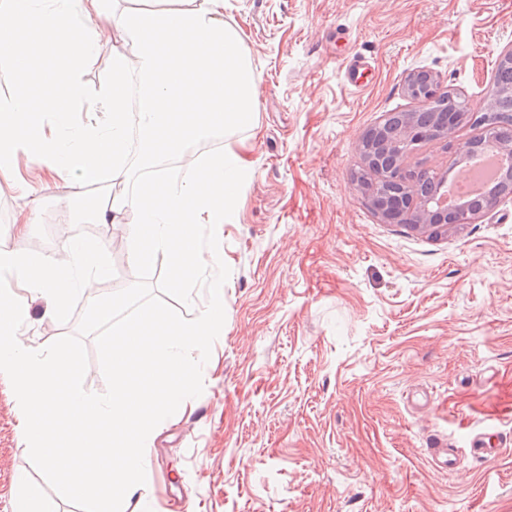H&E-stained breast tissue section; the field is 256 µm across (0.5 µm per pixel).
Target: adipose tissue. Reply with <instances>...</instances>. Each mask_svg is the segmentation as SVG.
<instances>
[{
  "label": "adipose tissue",
  "instance_id": "obj_1",
  "mask_svg": "<svg viewBox=\"0 0 512 512\" xmlns=\"http://www.w3.org/2000/svg\"><path fill=\"white\" fill-rule=\"evenodd\" d=\"M118 31L110 80L96 98L82 82L99 58V41ZM0 72L13 93L0 100V178H14L19 155L44 178L70 185L125 182L130 152L141 168L185 156L221 134L222 149L191 159L183 175L150 181L89 212L90 224L126 227L128 257L140 268L168 258L165 286L187 295L207 278L210 300L189 322L152 304L113 327L106 362L112 393L87 394L78 355L38 353L24 340L37 318L61 319L78 289L108 278L106 248L72 240L64 259L33 258L0 246V280L28 293L0 291V377L12 388L22 441L64 495L93 512H158L145 488L150 447L195 404L197 378L212 365L211 343L224 333L223 256L203 248L235 212L249 166L237 133L254 128L259 81L224 0H184L173 8L113 7L112 0H0ZM72 110H62L59 92ZM80 112L93 120H77ZM43 300L41 314L31 303Z\"/></svg>",
  "mask_w": 512,
  "mask_h": 512
}]
</instances>
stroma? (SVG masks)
<instances>
[{
	"instance_id": "stroma-1",
	"label": "stroma",
	"mask_w": 512,
	"mask_h": 512,
	"mask_svg": "<svg viewBox=\"0 0 512 512\" xmlns=\"http://www.w3.org/2000/svg\"><path fill=\"white\" fill-rule=\"evenodd\" d=\"M224 20L260 82L256 126L237 136L251 176L219 240L202 238L223 253L224 334L195 408L151 448L158 512H512V202L432 239L384 223L353 179L356 141L417 108L411 71L480 101L512 43V0H224ZM28 200L26 185L0 189V243L54 256L105 240L71 220L66 191L43 192L13 238ZM111 265L64 320L28 333L34 348L74 349L98 398L112 376L108 327L85 324L93 295L119 298L116 323L153 303L189 321L208 300L168 296L166 258L129 297L128 256ZM477 434L506 436L495 460L470 455ZM437 440L459 449L453 472L426 459ZM20 472L54 512H88L19 437L0 379V512Z\"/></svg>"
}]
</instances>
